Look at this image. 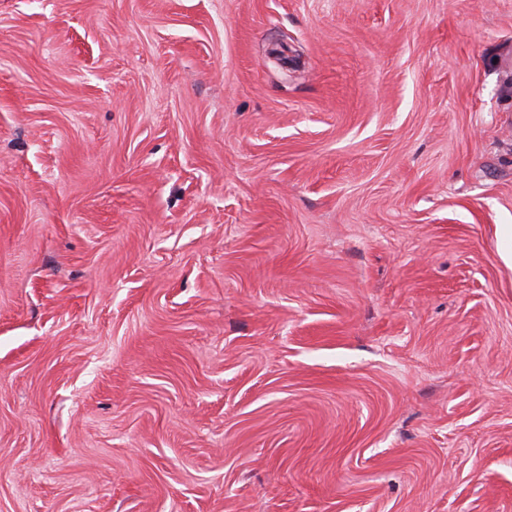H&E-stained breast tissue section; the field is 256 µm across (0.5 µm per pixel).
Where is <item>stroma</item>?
Wrapping results in <instances>:
<instances>
[{
	"instance_id": "1",
	"label": "stroma",
	"mask_w": 512,
	"mask_h": 512,
	"mask_svg": "<svg viewBox=\"0 0 512 512\" xmlns=\"http://www.w3.org/2000/svg\"><path fill=\"white\" fill-rule=\"evenodd\" d=\"M0 512H512V0H0Z\"/></svg>"
}]
</instances>
